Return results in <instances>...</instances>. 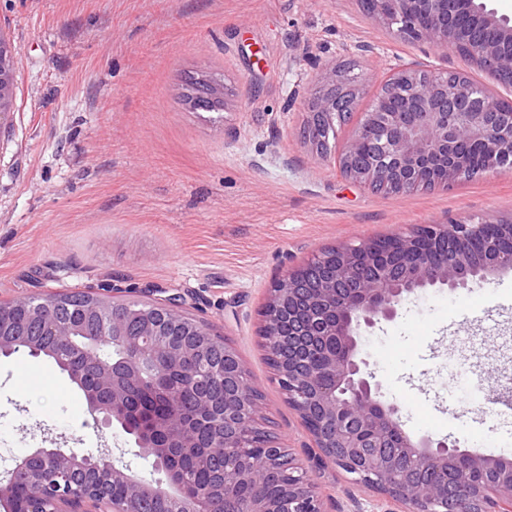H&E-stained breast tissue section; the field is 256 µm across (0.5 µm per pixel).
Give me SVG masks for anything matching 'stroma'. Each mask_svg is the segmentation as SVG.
<instances>
[{"label":"stroma","mask_w":512,"mask_h":512,"mask_svg":"<svg viewBox=\"0 0 512 512\" xmlns=\"http://www.w3.org/2000/svg\"><path fill=\"white\" fill-rule=\"evenodd\" d=\"M20 51L17 103L0 129V302L111 280L184 299L242 358L263 397L257 424L296 462L310 438L265 362L272 283L323 248L418 224L512 217V170L384 195L348 181L341 124L320 157L301 131L317 56L363 77L356 114L402 68L466 71L394 34L359 0H0ZM229 91L222 115L180 101L188 75ZM362 357L413 438L512 459V270L472 290L432 288L368 329ZM109 449L139 479L159 473L120 425L99 431L82 390L46 357H0V439ZM326 512L399 506L326 465Z\"/></svg>","instance_id":"stroma-1"}]
</instances>
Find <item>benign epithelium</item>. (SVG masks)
<instances>
[{
    "mask_svg": "<svg viewBox=\"0 0 512 512\" xmlns=\"http://www.w3.org/2000/svg\"><path fill=\"white\" fill-rule=\"evenodd\" d=\"M376 3L390 7L391 23L399 37L449 52L501 82L512 81V52L505 50L512 45V18L488 8L485 0L469 3L476 20L497 31L498 39L492 43L461 42L448 23V0ZM421 11L433 17L426 29L414 22ZM311 63L318 70L322 92L309 103L305 140L319 151L321 126L332 122L340 107L355 103L359 87L349 85L348 96L339 99L331 93L341 80L336 65L317 57ZM19 65L14 40L0 30V126L16 107ZM389 89L404 98L408 111L363 113L338 161L340 172L350 181L402 190L433 168L439 174L438 184L448 185L465 166L459 146L466 141L482 146L487 171L512 169V115L503 119L498 94L488 92L473 111L457 112L456 104L468 94L467 77L460 72L450 78L427 77L414 69L393 73L381 87ZM452 229L448 257L443 260L424 255L393 270L382 262L384 239L345 241L288 270L270 289L262 312L264 346L276 357L277 381L300 417H321V428L310 433L319 456L298 468L300 479L288 482L280 499L255 495L235 512H323L314 473L327 461L356 475L364 487L403 505L404 512H447L450 474L455 475L457 486L452 512H512V461L469 454L428 436L412 438L402 428L400 406L383 399L381 385L371 381L363 369L366 362L359 357L361 328L393 320L407 297L437 286L464 289L512 269V218L495 223L459 222ZM443 235V226L425 225L392 236L391 243L401 252L413 253L420 241H438ZM326 262L332 264L333 275L319 288H308L304 271ZM106 291L112 292V320L78 348L83 356L79 365L59 356L72 335L69 327L57 328L54 342L39 346V354L68 370L99 425L109 428L119 423L135 436L143 457L168 467L172 449L188 451L199 447V442L174 402L169 403L163 419L146 428L131 421V400L144 387V367L176 368L186 358L204 360L212 350L223 349L224 415L214 422L224 425V501L233 499L235 484L254 478V470L241 466L239 448L240 438L256 425L259 412L258 403L246 393L247 369L241 357L229 343H217L208 323L188 317L179 295L130 310L123 294L133 288L114 284L106 286ZM164 322L189 327L191 346L181 352L162 349ZM285 322L295 330L283 336L279 329ZM132 325L138 329L134 336L129 333ZM107 345L119 347L123 357L112 363L102 360L98 349ZM311 348L321 351L318 371L301 361ZM462 458L467 469L454 471ZM93 463L112 480L131 486L145 501L171 502L176 512H217L211 497L184 494L187 477L182 472L172 470L166 482L148 483L130 475L128 465L115 464L108 453L93 462L71 448H38L23 457L7 483L0 484V504H8L12 486L21 478L37 481L46 490L32 500L29 512H84L87 502L104 504L108 512H133L131 504L111 501L90 484L76 487V477ZM474 473L487 475L489 480L478 486L472 483Z\"/></svg>",
    "mask_w": 512,
    "mask_h": 512,
    "instance_id": "1",
    "label": "benign epithelium"
}]
</instances>
